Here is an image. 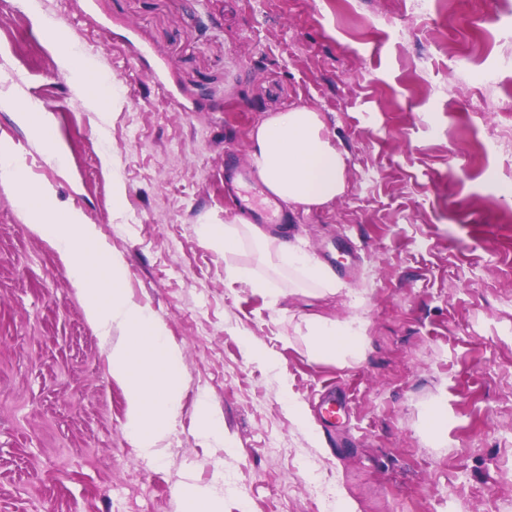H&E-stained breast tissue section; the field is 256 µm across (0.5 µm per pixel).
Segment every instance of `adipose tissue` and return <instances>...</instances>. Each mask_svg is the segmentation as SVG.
<instances>
[{
	"label": "adipose tissue",
	"instance_id": "1",
	"mask_svg": "<svg viewBox=\"0 0 512 512\" xmlns=\"http://www.w3.org/2000/svg\"><path fill=\"white\" fill-rule=\"evenodd\" d=\"M0 108L12 111L21 124L47 145L53 159H61V151L51 143L47 113L9 96L0 98ZM250 141L249 162L255 175L282 202L320 206L343 194L345 157L327 135L319 112L297 106L272 113L252 128ZM247 231L279 266L316 284L320 294L336 293V279L326 266L290 241L268 235L259 225H248ZM306 329L311 355L323 360L344 361L365 339L364 327L322 316L310 317Z\"/></svg>",
	"mask_w": 512,
	"mask_h": 512
}]
</instances>
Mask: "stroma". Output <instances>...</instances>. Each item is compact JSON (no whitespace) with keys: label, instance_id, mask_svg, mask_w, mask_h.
Returning a JSON list of instances; mask_svg holds the SVG:
<instances>
[{"label":"stroma","instance_id":"35a3bbf8","mask_svg":"<svg viewBox=\"0 0 512 512\" xmlns=\"http://www.w3.org/2000/svg\"><path fill=\"white\" fill-rule=\"evenodd\" d=\"M42 18L119 88L106 117ZM507 56L512 0H0V94L48 113L64 161L5 110L0 142L28 185L97 225L183 377L173 428L143 457L65 260L0 184V512H184V481L224 512H512ZM299 105L346 161L344 194L288 216L312 257L331 243L357 256L324 297L249 235L227 255L200 231L236 225L226 163L248 164L251 129ZM230 261L283 296L228 282ZM310 315L364 323L367 339L316 359ZM332 386L350 401L340 447L287 408ZM204 394L223 443L199 433Z\"/></svg>","mask_w":512,"mask_h":512}]
</instances>
